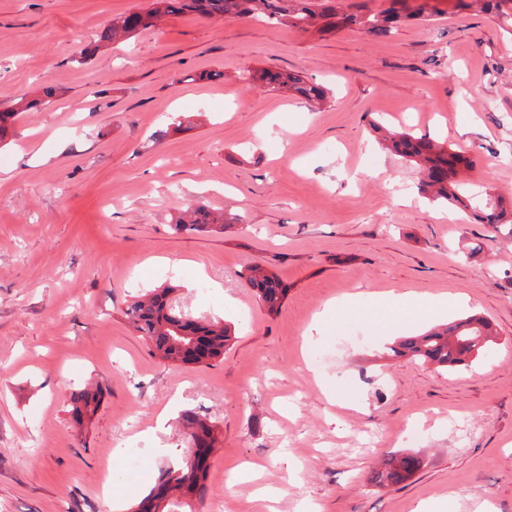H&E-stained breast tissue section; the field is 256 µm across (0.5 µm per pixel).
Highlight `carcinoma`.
<instances>
[{
	"label": "carcinoma",
	"instance_id": "obj_1",
	"mask_svg": "<svg viewBox=\"0 0 512 512\" xmlns=\"http://www.w3.org/2000/svg\"><path fill=\"white\" fill-rule=\"evenodd\" d=\"M387 2L388 7L373 12L345 9L340 0H153L146 8H138L112 19L99 39L103 42L125 41L141 30L156 26L166 14L194 13L223 20L254 17L270 25L301 31L356 27L376 38L389 36L402 23L429 22L441 14L437 0H413L411 4L408 0ZM474 6L495 13L512 25V0H458L455 8L463 11ZM252 81L261 90L294 92L308 100L321 101L325 98L322 87L294 74L263 69L252 76ZM54 94L55 90L48 87L43 98L23 99L15 110L0 112V141L9 134L21 113L39 110ZM381 144L385 150L413 161L421 168L423 178L418 185L421 195L453 207L469 209L480 223L496 232L504 229L512 235L511 205L488 192L463 190L459 174L472 169V162L466 156L429 137H415L408 132L386 130ZM232 228L224 212L209 210L202 205L187 206L174 224L177 233L225 234ZM241 276L256 288L258 298L268 312L279 311L286 289L274 273L260 264H250L244 267ZM170 292L171 289L164 288L148 295L146 301L132 302L126 315L149 346L164 350L169 361L176 363V352L165 347L167 337L174 335L169 325L173 318L179 316L177 311L167 309ZM197 328L203 335L213 337V356H222L231 341L230 329L218 321L200 322ZM493 344L495 335L490 322L477 315H466L449 325L435 326L418 335L399 336L386 347V354L390 357L408 354L422 364L448 372L469 365ZM421 464V459L415 455L400 454L389 459L384 469L374 475L373 481L380 486L402 483L410 479ZM204 479L205 473L198 474L189 469L184 459L173 467L165 468L160 476V481L174 480L188 485L200 496L204 494Z\"/></svg>",
	"mask_w": 512,
	"mask_h": 512
}]
</instances>
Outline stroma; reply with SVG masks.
I'll use <instances>...</instances> for the list:
<instances>
[{
	"mask_svg": "<svg viewBox=\"0 0 512 512\" xmlns=\"http://www.w3.org/2000/svg\"><path fill=\"white\" fill-rule=\"evenodd\" d=\"M142 2L0 0V111L56 90L0 146V512H135L185 457L187 410L211 421L215 446L203 497L169 512H256L261 486L276 512H414L447 495L453 512H512V237L419 198L418 166L382 151L370 126L463 152L474 180L512 198V26L454 0L385 39L175 14L80 63ZM261 68L327 98L260 90ZM195 202L239 226L174 233ZM253 263L287 285L278 313L241 278ZM170 285L230 325L222 359L172 364L138 336L127 306ZM387 290L464 295L450 319L483 316L496 346L445 373L386 356L393 332L354 314L309 335L328 303ZM338 387L349 409L330 398ZM86 388L99 406L77 423ZM403 452L424 460L414 476L372 483ZM254 464L260 477L239 480Z\"/></svg>",
	"mask_w": 512,
	"mask_h": 512,
	"instance_id": "35a3bbf8",
	"label": "stroma"
}]
</instances>
